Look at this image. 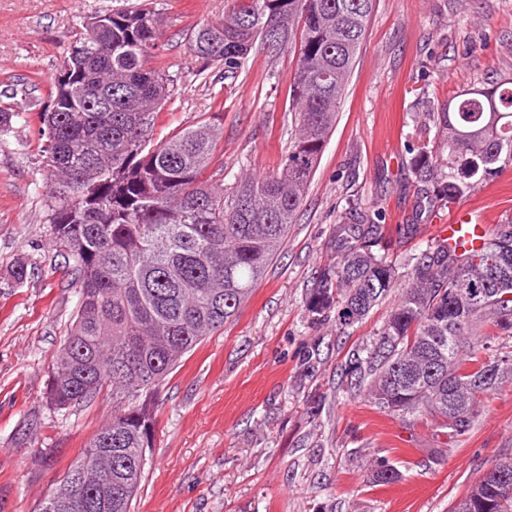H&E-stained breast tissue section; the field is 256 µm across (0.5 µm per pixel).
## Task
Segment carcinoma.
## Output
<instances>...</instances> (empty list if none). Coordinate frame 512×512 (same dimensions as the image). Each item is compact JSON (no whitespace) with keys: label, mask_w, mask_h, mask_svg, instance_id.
Segmentation results:
<instances>
[{"label":"carcinoma","mask_w":512,"mask_h":512,"mask_svg":"<svg viewBox=\"0 0 512 512\" xmlns=\"http://www.w3.org/2000/svg\"><path fill=\"white\" fill-rule=\"evenodd\" d=\"M224 23L188 38L199 58L234 79L255 44L278 31L279 53L299 46L288 87L290 136L278 169L232 187L203 178L219 140L216 123L186 127L151 144L174 79L162 65V17L146 4L96 15L75 34L41 112L50 167L49 222L75 263L73 327L57 355L46 402L58 410L112 392V421L67 473L89 474L86 508L131 512L152 447V396L181 358L224 327L262 281L295 223L319 165L374 0H226ZM467 90L428 114L436 149L416 144L421 203L454 204L512 166V79ZM357 222L336 225L335 261L319 269L306 299L313 323L336 312L345 330L398 296L367 357L344 366L347 388L376 408L427 420L449 442L469 434L486 399L512 382V222L463 252L440 237L409 249L399 265L385 252L377 210L351 206ZM393 386V398L383 393ZM496 462L453 512H493ZM379 484L399 480L385 464ZM58 480L38 512H60Z\"/></svg>","instance_id":"carcinoma-1"}]
</instances>
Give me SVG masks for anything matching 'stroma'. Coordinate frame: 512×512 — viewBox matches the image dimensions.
Wrapping results in <instances>:
<instances>
[{"label":"stroma","instance_id":"1","mask_svg":"<svg viewBox=\"0 0 512 512\" xmlns=\"http://www.w3.org/2000/svg\"><path fill=\"white\" fill-rule=\"evenodd\" d=\"M175 79L154 142L196 122L222 127L212 167L225 186L277 168L288 145L297 48L250 53L235 79L188 36L224 21V0H151ZM135 0H0V512H36L51 484L112 419V397L57 410L45 392L77 310L72 263L53 241L38 113L86 16ZM512 79V0H375L366 39L296 224L237 314L185 355L159 386L156 428L133 512H449L497 459L512 457V383L487 400L471 433L443 455L431 427L379 413L345 392L342 369L371 347L393 306L339 330L305 310L350 203L389 229L418 219L437 236L451 208L418 210L409 135L460 91ZM488 223L512 221V167L466 198ZM25 263L26 280L12 271ZM386 462L400 481L370 483Z\"/></svg>","mask_w":512,"mask_h":512}]
</instances>
